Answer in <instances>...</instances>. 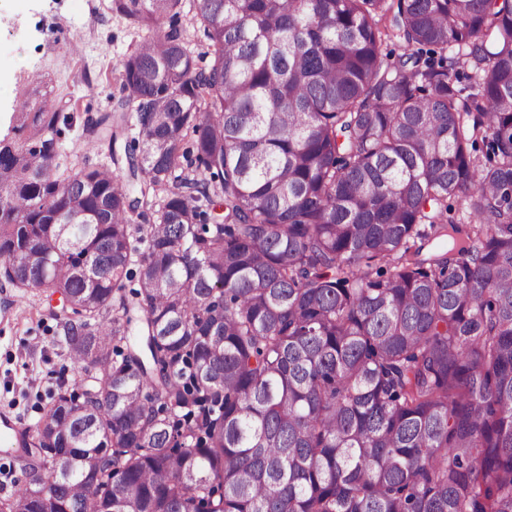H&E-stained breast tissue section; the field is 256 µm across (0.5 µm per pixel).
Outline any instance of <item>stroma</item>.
<instances>
[{"label": "stroma", "mask_w": 512, "mask_h": 512, "mask_svg": "<svg viewBox=\"0 0 512 512\" xmlns=\"http://www.w3.org/2000/svg\"><path fill=\"white\" fill-rule=\"evenodd\" d=\"M102 0H0V140H14L16 115L42 77L41 92L67 116L60 169H108L106 144L88 145L85 120L117 110L120 61L139 41L128 20ZM61 306L47 289L0 288V413L33 426L41 408L78 366L61 344L53 317Z\"/></svg>", "instance_id": "stroma-1"}]
</instances>
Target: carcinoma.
Returning <instances> with one entry per match:
<instances>
[{
	"label": "carcinoma",
	"instance_id": "obj_1",
	"mask_svg": "<svg viewBox=\"0 0 512 512\" xmlns=\"http://www.w3.org/2000/svg\"><path fill=\"white\" fill-rule=\"evenodd\" d=\"M109 9L141 196L44 95L0 141V280L79 367L0 512H512V0H196L206 68L183 0ZM193 0H184L183 13L181 16L180 25L184 30L185 38H188L190 41V48L195 51V54L205 51V39L202 34V29L200 28V24H192V17L194 15V10L192 9Z\"/></svg>",
	"mask_w": 512,
	"mask_h": 512
}]
</instances>
